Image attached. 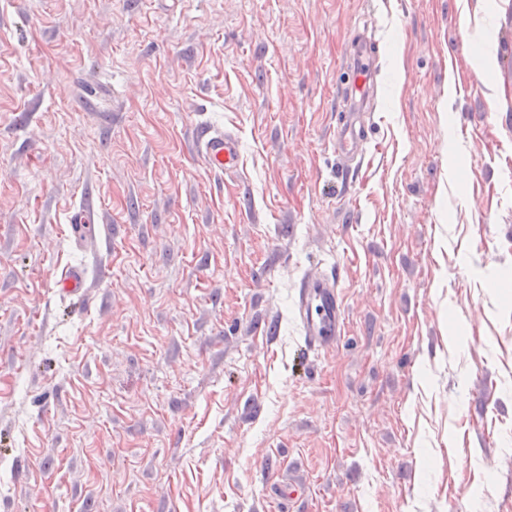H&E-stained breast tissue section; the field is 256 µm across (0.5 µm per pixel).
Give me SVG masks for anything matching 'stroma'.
<instances>
[{"mask_svg": "<svg viewBox=\"0 0 512 512\" xmlns=\"http://www.w3.org/2000/svg\"><path fill=\"white\" fill-rule=\"evenodd\" d=\"M0 512H512V0H0ZM355 63L345 69L344 78L340 81V87L344 90L348 100H354L357 96L360 101L368 100L374 94V65L379 54V44L368 32H359L353 43ZM363 61L367 65L364 71L359 63ZM340 112H344L346 115H344L340 126L337 127L336 140L344 150L343 153L348 155L350 151L357 149L359 142L368 135V130L362 125H359L358 128L356 127V123H353V120L347 115L350 111L340 110ZM195 147L210 169L233 170L238 166L239 142L231 132L199 125L195 132ZM87 275L81 268H70L65 270L60 280L58 281V287L60 291L69 294L76 295L80 294L84 288H86ZM297 310L308 343L314 348L336 345L345 332V316L336 276L313 274L302 280Z\"/></svg>", "mask_w": 512, "mask_h": 512, "instance_id": "obj_1", "label": "stroma"}]
</instances>
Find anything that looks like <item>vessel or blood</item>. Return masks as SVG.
Returning a JSON list of instances; mask_svg holds the SVG:
<instances>
[{
    "instance_id": "b4317fda",
    "label": "vessel or blood",
    "mask_w": 512,
    "mask_h": 512,
    "mask_svg": "<svg viewBox=\"0 0 512 512\" xmlns=\"http://www.w3.org/2000/svg\"><path fill=\"white\" fill-rule=\"evenodd\" d=\"M355 65L346 68V77L340 86L347 99L368 100L374 94V71L379 44L368 32H359L353 44ZM368 134L365 127L356 126L351 118H344L337 129L336 140L347 152L357 148ZM195 147L210 169L223 171L235 169L240 150L237 137L207 125L197 126ZM87 275L83 269L65 270L58 282L61 292L76 295L86 286ZM297 310L308 343L315 348L336 345L345 332V316L339 299L336 278L332 275L313 274L302 280Z\"/></svg>"
}]
</instances>
